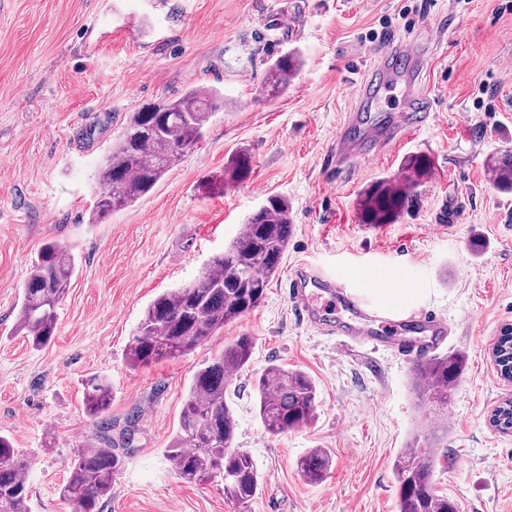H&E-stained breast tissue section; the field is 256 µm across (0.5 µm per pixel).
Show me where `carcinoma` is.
I'll return each mask as SVG.
<instances>
[{
	"label": "carcinoma",
	"instance_id": "1",
	"mask_svg": "<svg viewBox=\"0 0 512 512\" xmlns=\"http://www.w3.org/2000/svg\"><path fill=\"white\" fill-rule=\"evenodd\" d=\"M300 55H280L269 67L267 87L282 93L297 75ZM224 101L210 89L193 88L173 100L148 103L130 114L119 138L100 164L96 178L94 220L132 206L204 136L210 117ZM496 184L512 190V149L491 161ZM251 157L238 154L228 169L224 186L247 178ZM430 172L429 160L408 156L401 168L404 183L413 187ZM412 201L410 191L392 179L375 182L360 196L365 224H389ZM292 224L288 200L269 196L242 226L239 235L211 257L199 277L180 288L156 296L147 306L127 350L133 367L149 366L192 352L216 330L234 323L257 308L270 279L277 274L288 248ZM76 272L74 245L53 241L44 245L22 284L19 329L36 347L48 344L57 327V308ZM253 338L242 335L204 363L194 375L179 418L178 433L167 449L179 477L189 483L224 482V495L246 504L258 493L259 480L249 454L234 447L236 422L227 402L229 378L251 359ZM465 371L457 353L438 355L415 365L414 384L423 402L448 405L454 384ZM258 413L264 429L279 434L308 424L317 408L316 387L303 371L277 364L258 377ZM112 405V387L93 374L85 379L84 408L99 417ZM123 464L112 440L82 448L69 462V477L61 498L70 512H99L100 500L112 489V479ZM331 460L321 448L312 449L298 464L301 476L319 482ZM30 461L0 435V508L28 512L26 471ZM434 454L412 446L394 462L399 512H448V497L434 489Z\"/></svg>",
	"mask_w": 512,
	"mask_h": 512
}]
</instances>
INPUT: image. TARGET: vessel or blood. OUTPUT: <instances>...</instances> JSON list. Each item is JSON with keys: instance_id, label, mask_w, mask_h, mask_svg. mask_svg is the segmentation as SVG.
Instances as JSON below:
<instances>
[{"instance_id": "vessel-or-blood-1", "label": "vessel or blood", "mask_w": 512, "mask_h": 512, "mask_svg": "<svg viewBox=\"0 0 512 512\" xmlns=\"http://www.w3.org/2000/svg\"><path fill=\"white\" fill-rule=\"evenodd\" d=\"M376 54L381 59L397 55L401 63L418 73L424 69L426 53L415 46L395 51L382 47ZM430 116L431 108L423 101L407 112L376 121L352 116L353 131L342 130L336 134V160L343 164L370 159L372 148L396 140L403 132L425 126ZM288 296L301 319L322 335L336 337L344 348L357 344L377 349L378 340L368 328L369 322L376 321L386 336L392 337L391 350L397 358L404 362H420L443 347L450 334L447 321L427 311L390 305L369 309L350 282L325 275L305 263L291 269ZM326 306L343 309L344 317L336 320L324 317L322 309Z\"/></svg>"}]
</instances>
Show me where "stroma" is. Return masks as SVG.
I'll list each match as a JSON object with an SVG mask.
<instances>
[{"instance_id":"1","label":"stroma","mask_w":512,"mask_h":512,"mask_svg":"<svg viewBox=\"0 0 512 512\" xmlns=\"http://www.w3.org/2000/svg\"><path fill=\"white\" fill-rule=\"evenodd\" d=\"M374 34L426 50L431 120L340 166L336 129L377 63ZM291 50L297 76L269 93L268 66ZM193 86L224 95L202 141L133 207L90 223L98 165L129 114ZM507 146L512 0H0V434L31 462L29 512H68L67 465L106 436L123 465L100 512H397L393 464L415 443L436 448L433 483L458 512H512V432L488 423L512 397L488 355L512 323V191L488 167ZM241 152L252 172L223 188ZM414 154L431 165L418 205L367 228L361 193ZM273 194L287 197L293 231L260 306L188 355L131 367L145 307L194 280ZM55 240L75 244L78 273L36 348L17 331L21 287ZM302 261L350 279L371 305L448 321L466 368L447 408L421 402L412 365L386 347L344 351L299 318L287 276ZM403 284L412 294H396ZM242 335L254 350L227 400L259 479L244 508L222 482L180 479L167 455L195 372ZM273 363L317 390L313 421L277 435L254 387ZM92 374L112 385L102 421L83 409ZM314 448L331 466L310 483L298 463Z\"/></svg>"}]
</instances>
